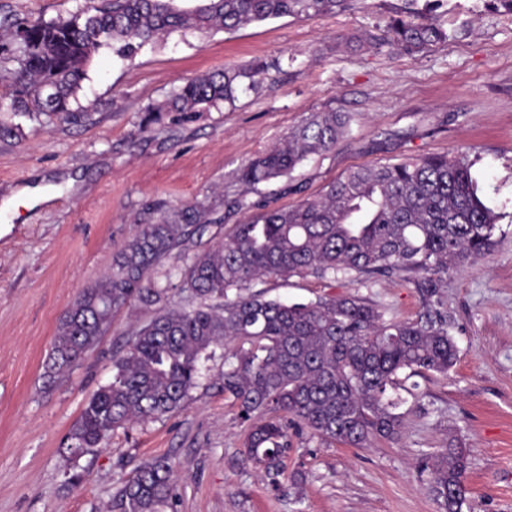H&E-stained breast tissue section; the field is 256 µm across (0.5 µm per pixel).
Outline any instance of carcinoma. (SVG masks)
I'll return each mask as SVG.
<instances>
[{
    "label": "carcinoma",
    "instance_id": "cac0c4a2",
    "mask_svg": "<svg viewBox=\"0 0 512 512\" xmlns=\"http://www.w3.org/2000/svg\"><path fill=\"white\" fill-rule=\"evenodd\" d=\"M348 0H208L195 10L176 0H86L68 16L0 22V65H11V91L0 112L69 119L94 57L103 49L129 58L174 33L235 30L283 17L335 14ZM389 42L407 53L448 39L432 18L404 16ZM265 68H226L187 81L154 114L188 115L234 105L242 86L255 87ZM344 112H316L239 169L247 188L288 178L312 155L328 153L350 131ZM467 153L458 150L356 167L317 197L290 208L259 205L244 194L203 200L141 224L113 256L110 269L78 294L59 319L43 364L47 388L77 365L134 305L151 316L112 355V378L87 401L67 437L74 470L114 433L157 421L215 383L243 419L252 421L246 461L277 484L291 448L293 424L324 442L364 448L395 442L413 376H446L457 346L441 313L415 321L385 319L355 295L288 303L252 290L265 278L300 275L367 286L402 271L429 300L448 271L474 265L496 245L498 215L478 194ZM258 209L216 245L201 239L219 206ZM177 258L181 264L168 265ZM184 295L172 306L171 291ZM430 483L444 512H462L467 455L453 443L435 458ZM176 469L165 457L137 466L112 495L108 512H175Z\"/></svg>",
    "mask_w": 512,
    "mask_h": 512
}]
</instances>
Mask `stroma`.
<instances>
[{"label": "stroma", "mask_w": 512, "mask_h": 512, "mask_svg": "<svg viewBox=\"0 0 512 512\" xmlns=\"http://www.w3.org/2000/svg\"><path fill=\"white\" fill-rule=\"evenodd\" d=\"M426 0H350L345 11L279 18L233 31H188L129 59L95 56L79 95L87 114L63 123L13 118L0 140V512H106L141 462L177 466V512H442L423 464L453 443L467 450L463 512H512V16L488 0H441L447 41L409 55L388 41L392 18ZM83 0H0V19H50ZM245 64L268 74L235 105L185 117L147 110L197 76ZM314 112L352 115L351 133L291 178L243 189L239 168ZM466 151L480 194L498 214L490 256L448 274L438 307L458 358L448 376L415 377L398 443L367 448L309 434L277 485L242 460L249 429L223 394L199 390L161 420L117 430L68 480L65 438L87 399L112 376L144 309L118 312L98 350L54 387L42 364L80 288L107 272L138 225L183 203L246 192L291 207L359 165ZM47 199L33 203L30 189ZM270 296L308 302L353 294L386 318L417 319L419 289L400 273L364 288L346 280L272 277Z\"/></svg>", "instance_id": "obj_1"}]
</instances>
